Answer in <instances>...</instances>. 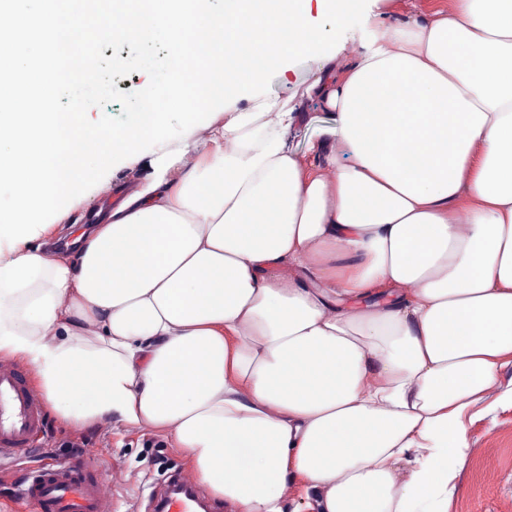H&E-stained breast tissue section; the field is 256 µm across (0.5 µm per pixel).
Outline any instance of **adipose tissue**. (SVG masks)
Returning a JSON list of instances; mask_svg holds the SVG:
<instances>
[{
    "label": "adipose tissue",
    "mask_w": 512,
    "mask_h": 512,
    "mask_svg": "<svg viewBox=\"0 0 512 512\" xmlns=\"http://www.w3.org/2000/svg\"><path fill=\"white\" fill-rule=\"evenodd\" d=\"M356 0H5L0 46V358L33 369L74 427L171 438L227 512H448L468 420L512 366V0H448L374 22L315 75L331 119L305 151L291 110L258 96L273 68ZM113 39L166 42L156 105L84 131L62 60ZM248 92L252 111L208 121ZM66 99L68 109L51 111ZM268 122L254 126V116ZM206 129L179 171L163 151L74 254L42 216L100 167Z\"/></svg>",
    "instance_id": "adipose-tissue-1"
}]
</instances>
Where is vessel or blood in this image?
I'll return each mask as SVG.
<instances>
[{"label":"vessel or blood","mask_w":512,"mask_h":512,"mask_svg":"<svg viewBox=\"0 0 512 512\" xmlns=\"http://www.w3.org/2000/svg\"><path fill=\"white\" fill-rule=\"evenodd\" d=\"M45 427L39 395L17 365L0 361V457L28 447ZM180 484V479L170 480L171 490L158 501L157 512H197L198 494L177 493ZM17 495L34 503L38 512H112L93 463L83 455L50 463L32 475Z\"/></svg>","instance_id":"1"}]
</instances>
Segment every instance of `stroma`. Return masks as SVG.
I'll return each instance as SVG.
<instances>
[{"instance_id": "stroma-1", "label": "stroma", "mask_w": 512, "mask_h": 512, "mask_svg": "<svg viewBox=\"0 0 512 512\" xmlns=\"http://www.w3.org/2000/svg\"><path fill=\"white\" fill-rule=\"evenodd\" d=\"M368 8V0H358L343 23L324 20L326 36L338 50L337 64L345 62L341 46L363 34ZM166 52L160 41L143 45L103 37L92 57L109 80L112 94L106 99H88L86 123H95L104 113L118 123L130 119L146 99L149 78L142 72L119 67V60L138 54L162 56ZM287 65V75L275 71L269 74L263 93L294 107V122L287 137L289 144L301 151L316 138L328 117L306 92L310 78L324 68L325 61L322 54L301 51L292 55ZM158 151V143L150 141L143 144L137 156L95 172L73 192L64 207L49 216V223L56 226V238H76L83 228L85 212L101 204L109 193L121 188L135 191L149 170L150 158ZM491 400L490 409L477 414L468 424L467 460L448 512H512V367L502 371L500 387ZM79 451L93 457L103 489L112 500V512H148L152 493L168 475L177 472L187 479L192 476L185 456L169 438L131 430L118 422L70 428L53 417L43 446L0 459V512H36L33 504L15 496V487L29 471Z\"/></svg>"}]
</instances>
